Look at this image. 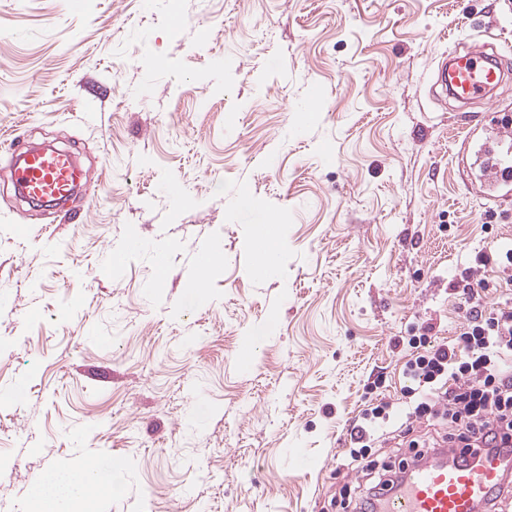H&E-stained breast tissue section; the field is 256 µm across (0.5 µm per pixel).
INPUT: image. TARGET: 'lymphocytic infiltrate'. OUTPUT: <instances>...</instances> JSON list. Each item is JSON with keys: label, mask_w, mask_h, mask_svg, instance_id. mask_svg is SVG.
Instances as JSON below:
<instances>
[{"label": "lymphocytic infiltrate", "mask_w": 512, "mask_h": 512, "mask_svg": "<svg viewBox=\"0 0 512 512\" xmlns=\"http://www.w3.org/2000/svg\"><path fill=\"white\" fill-rule=\"evenodd\" d=\"M403 372L418 383L397 401L377 399L363 409L350 431L347 460L365 478L361 487L342 486V512H373L374 501L390 483L394 467L429 450L448 446L467 452L512 449V305L472 301L457 336L409 337ZM395 428L397 465L381 462L378 433Z\"/></svg>", "instance_id": "1"}]
</instances>
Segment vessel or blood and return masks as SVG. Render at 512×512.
Segmentation results:
<instances>
[{"label": "vessel or blood", "instance_id": "vessel-or-blood-1", "mask_svg": "<svg viewBox=\"0 0 512 512\" xmlns=\"http://www.w3.org/2000/svg\"><path fill=\"white\" fill-rule=\"evenodd\" d=\"M511 56L459 35L454 49L433 63L436 84L462 108L490 99L506 74L503 63ZM493 139L477 154L483 170L481 186L490 201L512 187V153L504 149L512 142V123H495ZM83 178L72 156L55 150L26 151L12 170L15 186L39 201L65 200ZM511 470L512 454L507 452L493 450L472 457L442 448L435 459L408 466L394 488L381 496L375 512H485L494 495L505 488Z\"/></svg>", "mask_w": 512, "mask_h": 512}]
</instances>
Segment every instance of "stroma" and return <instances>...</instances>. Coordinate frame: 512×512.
Instances as JSON below:
<instances>
[{
	"mask_svg": "<svg viewBox=\"0 0 512 512\" xmlns=\"http://www.w3.org/2000/svg\"><path fill=\"white\" fill-rule=\"evenodd\" d=\"M461 25L512 43V0L465 21L456 0H0V389L27 383L0 404V512L89 463L96 512H336L367 384L400 397L398 337L456 336L458 281L512 243V195L456 157L482 106L430 92ZM42 141L87 171L62 209L14 196L12 155ZM276 228H278V225L270 222L267 224H258L255 227L254 239L256 252H260L262 250L264 242L268 237L275 234ZM272 237L267 240L262 257L256 259L254 272L258 276H268L272 274L273 263L280 243L279 232L274 238Z\"/></svg>",
	"mask_w": 512,
	"mask_h": 512,
	"instance_id": "obj_1",
	"label": "stroma"
}]
</instances>
